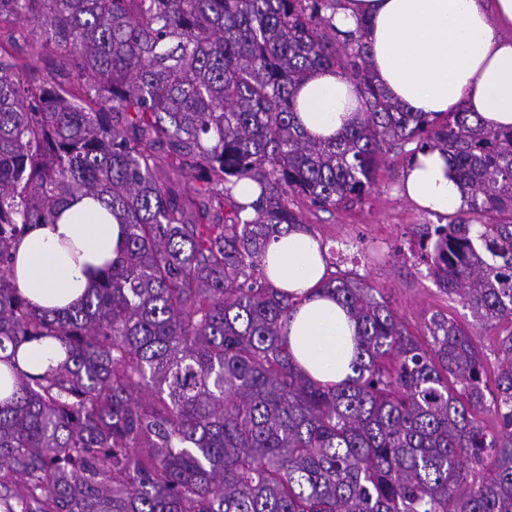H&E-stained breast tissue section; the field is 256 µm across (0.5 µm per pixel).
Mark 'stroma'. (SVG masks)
Returning <instances> with one entry per match:
<instances>
[{
    "label": "stroma",
    "mask_w": 512,
    "mask_h": 512,
    "mask_svg": "<svg viewBox=\"0 0 512 512\" xmlns=\"http://www.w3.org/2000/svg\"><path fill=\"white\" fill-rule=\"evenodd\" d=\"M407 163V155L400 151L387 154L372 193L361 204L317 210L294 197L290 206L315 238L336 248L337 269L355 270L381 290L411 335L423 337L432 314L444 313L470 329L475 345L485 355L487 369H496L500 328L477 325L458 296L440 290L419 257L417 229L437 223L438 218L421 211L403 194L401 176Z\"/></svg>",
    "instance_id": "35a3bbf8"
}]
</instances>
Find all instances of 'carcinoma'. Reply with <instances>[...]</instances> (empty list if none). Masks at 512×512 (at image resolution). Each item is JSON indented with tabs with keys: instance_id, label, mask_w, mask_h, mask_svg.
<instances>
[{
	"instance_id": "obj_1",
	"label": "carcinoma",
	"mask_w": 512,
	"mask_h": 512,
	"mask_svg": "<svg viewBox=\"0 0 512 512\" xmlns=\"http://www.w3.org/2000/svg\"><path fill=\"white\" fill-rule=\"evenodd\" d=\"M341 7L0 0V512H512V129L392 102ZM33 45L60 58L38 77L18 63ZM318 70L365 109L328 139L298 121ZM406 144L446 154L466 192L419 243L440 289L508 324L488 394L467 330L437 313L419 341L353 272L325 287L357 322L356 377L308 378L281 335L297 300L262 259L304 225L288 198L360 204ZM78 194L126 224V250L77 305L39 312L12 249ZM44 338L64 359L22 372L15 351Z\"/></svg>"
}]
</instances>
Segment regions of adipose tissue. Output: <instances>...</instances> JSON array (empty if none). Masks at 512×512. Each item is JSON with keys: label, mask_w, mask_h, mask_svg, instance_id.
Here are the masks:
<instances>
[{"label": "adipose tissue", "mask_w": 512, "mask_h": 512, "mask_svg": "<svg viewBox=\"0 0 512 512\" xmlns=\"http://www.w3.org/2000/svg\"><path fill=\"white\" fill-rule=\"evenodd\" d=\"M342 30L364 25L368 66L395 102L431 116L475 112L490 129L512 127V0H346L335 15ZM299 121L308 134L330 138L360 124L364 109L354 82L328 71L299 90ZM405 194L422 209L451 214L463 194L442 152L417 153L406 168ZM126 227L91 197L74 198L55 223L31 225L16 243L12 275L32 306L77 304L102 269L124 252ZM271 284L298 297L283 333L297 366L325 385L345 382L357 345L349 309L325 293L320 242L301 228L271 241L266 251ZM20 369L42 374L64 357L53 339L18 349Z\"/></svg>", "instance_id": "adipose-tissue-1"}]
</instances>
